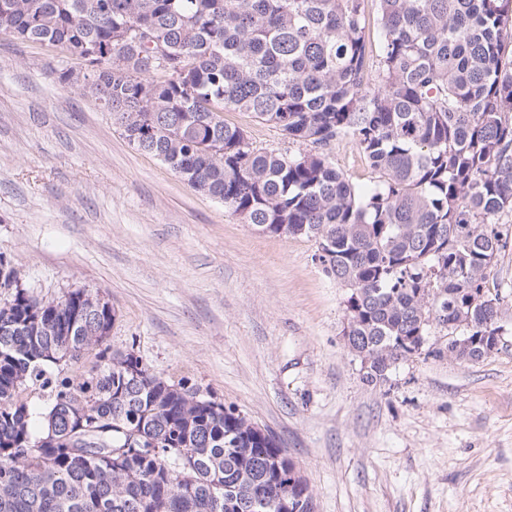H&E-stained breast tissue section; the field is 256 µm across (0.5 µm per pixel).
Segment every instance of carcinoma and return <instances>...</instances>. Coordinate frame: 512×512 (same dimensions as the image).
<instances>
[{
	"mask_svg": "<svg viewBox=\"0 0 512 512\" xmlns=\"http://www.w3.org/2000/svg\"><path fill=\"white\" fill-rule=\"evenodd\" d=\"M379 26L373 57L362 0H0V32L82 61L60 82L130 143L243 223L323 248L374 386L433 329L456 359L490 355L507 296L489 277L512 240V0H379ZM224 112L311 149H256ZM342 137L372 185L324 151ZM19 279L0 255V512H280L302 494L249 418L112 351L109 302ZM81 428L99 449L76 452Z\"/></svg>",
	"mask_w": 512,
	"mask_h": 512,
	"instance_id": "cac0c4a2",
	"label": "carcinoma"
}]
</instances>
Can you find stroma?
<instances>
[{
  "mask_svg": "<svg viewBox=\"0 0 512 512\" xmlns=\"http://www.w3.org/2000/svg\"><path fill=\"white\" fill-rule=\"evenodd\" d=\"M72 64L0 34V252L27 291L99 292L116 312L112 350L271 431L315 512H512V297L486 359L445 356L434 332L386 383H364L344 346L347 291L315 242L263 233L189 188L58 82ZM224 119L256 148H303L250 113ZM329 155L374 183L349 139Z\"/></svg>",
  "mask_w": 512,
  "mask_h": 512,
  "instance_id": "obj_1",
  "label": "stroma"
}]
</instances>
